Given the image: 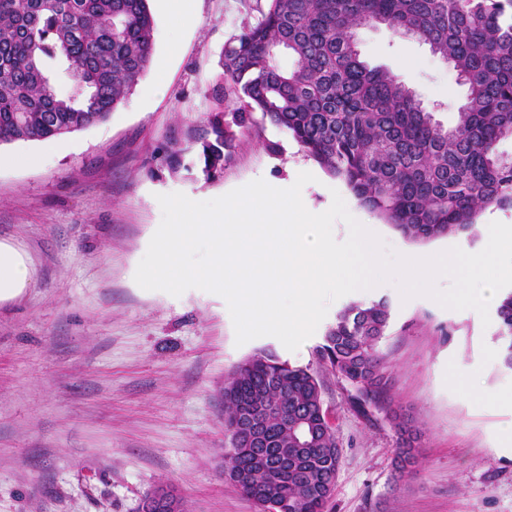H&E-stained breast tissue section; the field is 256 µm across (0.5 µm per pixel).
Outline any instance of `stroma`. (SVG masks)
<instances>
[{"label": "stroma", "instance_id": "35a3bbf8", "mask_svg": "<svg viewBox=\"0 0 512 512\" xmlns=\"http://www.w3.org/2000/svg\"><path fill=\"white\" fill-rule=\"evenodd\" d=\"M180 26L149 0L152 62L111 117L58 137L45 163L0 164V239L28 257L30 288L0 305V512H136L158 484L188 512H257L224 480V383L265 350L311 368L341 449L331 512H512V369L496 324L472 309L430 298L402 300L396 283L333 301L298 350L264 336L239 345L226 301L192 288L175 297L147 291L137 266L162 221L158 195L195 201L256 179L293 185L312 173L302 197L328 209L340 179L307 157L287 131L257 122L236 129L224 172L195 166L210 112L232 111L223 94L224 42L254 23L266 0H193ZM362 60L389 71L445 125L467 96L453 66L422 41L384 24L356 36ZM182 166L171 171L172 154ZM352 215L388 249L432 255L475 250L482 225H512V209L490 207L472 236L427 243L403 238L360 203ZM387 300L391 319L379 350L387 362V411L359 416L348 385L319 361L329 324L353 302ZM422 433L418 462L392 481L397 434L390 412Z\"/></svg>", "mask_w": 512, "mask_h": 512}]
</instances>
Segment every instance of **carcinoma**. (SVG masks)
<instances>
[{
  "instance_id": "carcinoma-1",
  "label": "carcinoma",
  "mask_w": 512,
  "mask_h": 512,
  "mask_svg": "<svg viewBox=\"0 0 512 512\" xmlns=\"http://www.w3.org/2000/svg\"><path fill=\"white\" fill-rule=\"evenodd\" d=\"M386 24L428 44L468 87L454 126L415 93L360 59L358 29ZM155 45L149 0H0V143L43 141L106 121L148 69ZM58 64L72 91L55 92ZM237 103L209 113L196 164L218 176L231 126L254 114L288 131L343 180L361 205L412 242L468 234L490 206L512 208V0H267L256 22L222 50ZM384 299L345 306L319 346L362 415L383 408L378 344ZM512 367V292L496 307ZM224 480L277 512H328L341 450L319 377L257 353L224 385ZM393 480L416 463L419 432L397 424Z\"/></svg>"
}]
</instances>
